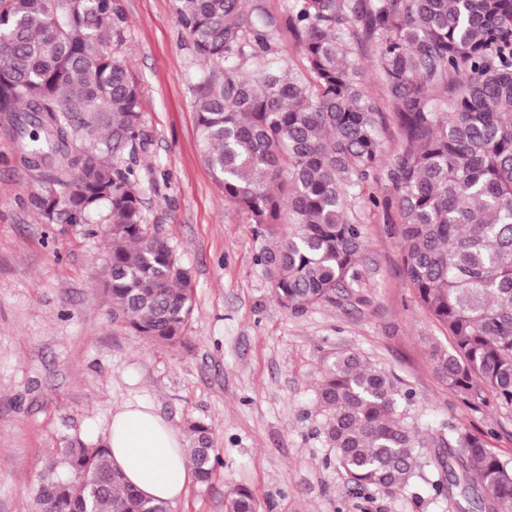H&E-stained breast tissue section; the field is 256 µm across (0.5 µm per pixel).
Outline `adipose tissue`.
I'll list each match as a JSON object with an SVG mask.
<instances>
[{"mask_svg":"<svg viewBox=\"0 0 512 512\" xmlns=\"http://www.w3.org/2000/svg\"><path fill=\"white\" fill-rule=\"evenodd\" d=\"M112 462L143 496L180 501L191 468L179 433L154 409L128 403L116 409L106 435Z\"/></svg>","mask_w":512,"mask_h":512,"instance_id":"1","label":"adipose tissue"}]
</instances>
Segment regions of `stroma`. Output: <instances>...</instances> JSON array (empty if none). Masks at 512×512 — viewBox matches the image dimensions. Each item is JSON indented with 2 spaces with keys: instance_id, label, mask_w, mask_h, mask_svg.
Instances as JSON below:
<instances>
[{
  "instance_id": "stroma-1",
  "label": "stroma",
  "mask_w": 512,
  "mask_h": 512,
  "mask_svg": "<svg viewBox=\"0 0 512 512\" xmlns=\"http://www.w3.org/2000/svg\"><path fill=\"white\" fill-rule=\"evenodd\" d=\"M122 48L142 100L138 158L148 224L192 270L185 342H148L111 316L93 285L105 243L85 224H45L25 205L37 182L0 136V512H32L39 474L68 441L106 435L113 411L152 406L177 431L209 424L223 460L171 512H227L247 487L257 512H457L430 483L445 477L439 439L476 435L512 463V409L465 403L436 376L429 342L446 329L403 273L396 207L365 206L360 279L294 311L255 263L243 212L201 158L193 76L173 0H121ZM342 352L386 371L412 400L423 479L364 493L338 468L318 401L321 367Z\"/></svg>"
}]
</instances>
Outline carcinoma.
<instances>
[{
	"mask_svg": "<svg viewBox=\"0 0 512 512\" xmlns=\"http://www.w3.org/2000/svg\"><path fill=\"white\" fill-rule=\"evenodd\" d=\"M174 11L208 65L193 85L203 160L294 311L360 279L358 202L380 164L383 112L359 81V54H374L402 140L389 177L403 269L450 339L430 345L433 369L468 403L512 408V0H286L280 18L250 0H174ZM127 27L120 0H0V133L39 177L27 205L45 223L101 225L112 322L176 345L192 272L143 211ZM318 398L336 465L358 489L389 493L418 476L410 397L385 371L340 353ZM186 434L207 483L222 465L211 427L194 421ZM439 447L448 482L432 483L435 495L459 493L460 512L512 507V465L483 439ZM62 464L40 474L35 512H170L127 484L103 442H70ZM229 510L256 512L252 493L235 489Z\"/></svg>",
	"mask_w": 512,
	"mask_h": 512,
	"instance_id": "obj_1",
	"label": "carcinoma"
}]
</instances>
